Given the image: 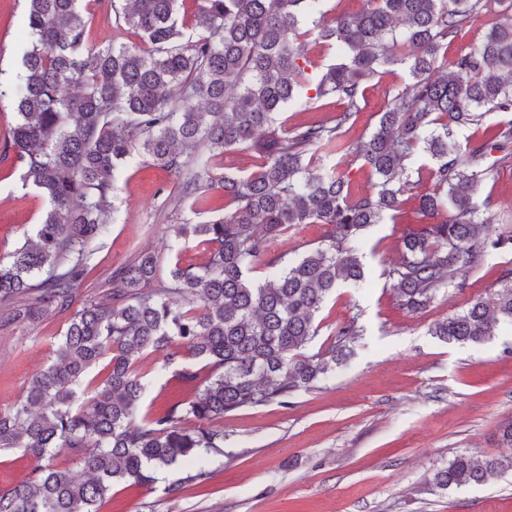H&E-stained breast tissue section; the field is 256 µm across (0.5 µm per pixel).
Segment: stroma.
<instances>
[{
    "mask_svg": "<svg viewBox=\"0 0 512 512\" xmlns=\"http://www.w3.org/2000/svg\"><path fill=\"white\" fill-rule=\"evenodd\" d=\"M24 15V0H0V72L7 76L21 66ZM407 79L405 69L390 67L367 83L365 108L349 140L369 134L376 112ZM492 163L495 174L478 196L490 198L492 233L508 242L484 250L462 289H449L418 313L397 306L388 272L416 220L417 200L409 198L394 220L364 232V285L341 286L317 315L313 353L330 346L336 328L357 324L347 362L287 403L227 414L223 448L205 457V482H186V468L175 465L158 472L152 485L114 486L101 512H512V472L459 489L429 483L456 455H499L500 429L512 421V327H499L479 344H448L430 333L435 322L499 290L512 267V155L494 154ZM19 176L16 167L0 163V259L33 235L48 207L43 195L22 189ZM177 193L176 174L142 157L120 173L116 213L92 244L69 310L0 323V411L51 360L73 312L110 292L116 267L140 251L162 250L173 225L199 222L179 205ZM326 230L296 225L269 256L296 259L319 246ZM148 362L150 395L161 408L181 394L175 372L189 359L168 366L154 353Z\"/></svg>",
    "mask_w": 512,
    "mask_h": 512,
    "instance_id": "stroma-1",
    "label": "stroma"
}]
</instances>
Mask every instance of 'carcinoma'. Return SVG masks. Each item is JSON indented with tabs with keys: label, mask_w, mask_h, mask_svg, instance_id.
<instances>
[{
	"label": "carcinoma",
	"mask_w": 512,
	"mask_h": 512,
	"mask_svg": "<svg viewBox=\"0 0 512 512\" xmlns=\"http://www.w3.org/2000/svg\"><path fill=\"white\" fill-rule=\"evenodd\" d=\"M22 67L9 96L15 124L0 162L21 170L23 188L48 200L36 240L0 261V305L6 319L35 320L67 310L103 232L117 175L136 154L185 172L178 202L198 211L207 193L224 191L232 209L198 224H175V242L193 240L204 264L181 266L142 251L112 273V295L72 316L54 356L8 411H0V448H23L37 460L67 451L84 477L47 463L16 487L0 491V512H100L115 484L150 485L177 464L188 482L210 477L204 455L224 447V415L271 402L285 404L332 371L354 324L340 327L324 351L305 349L317 336L316 316L345 283L365 280L359 257L363 232L397 211L415 182L406 161L425 154L432 192L419 197L417 228L403 239L388 276L397 305L430 307L477 263L491 239L479 187L493 177L490 157L512 147V120L476 141L457 132L491 112H512V14L487 0H364L356 13L321 20L322 0H203L196 37L183 38L179 0H110L118 35L149 45L89 44L86 0H27ZM481 42L448 58L453 40L478 14ZM316 31L337 63L318 80L315 100L340 104L329 121L285 129L284 109L302 100L306 83L301 37ZM401 66L409 83L396 90L371 133L346 138L364 109L365 81ZM230 151L256 152L246 174L214 170ZM364 161L377 177L354 194L345 159ZM336 163L328 164V159ZM295 224L329 226L324 244L285 264L268 262L264 279L248 276ZM32 301L20 303V299ZM512 325V270L500 290L436 322L448 343H480L500 324ZM204 362L178 375L191 396L161 410L144 405V356L166 353ZM109 357L102 389L78 401L90 368ZM512 469V453L455 456L436 471L440 489L497 479Z\"/></svg>",
	"instance_id": "cac0c4a2"
}]
</instances>
